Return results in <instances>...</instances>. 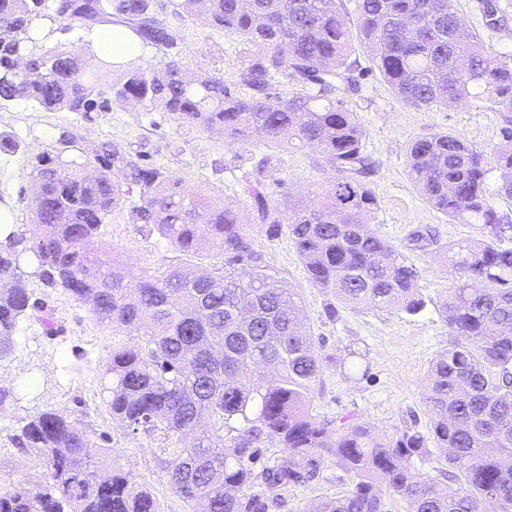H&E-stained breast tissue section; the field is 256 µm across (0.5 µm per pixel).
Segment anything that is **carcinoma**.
I'll use <instances>...</instances> for the list:
<instances>
[{
    "mask_svg": "<svg viewBox=\"0 0 512 512\" xmlns=\"http://www.w3.org/2000/svg\"><path fill=\"white\" fill-rule=\"evenodd\" d=\"M173 16L239 38L231 77L190 73L156 0H0V101L87 120L135 102L232 141L316 148L336 180L315 204L282 206L268 192L272 183L287 188L275 155L251 153L243 216L118 142L86 157L64 132L68 151L26 158L38 187L28 202L36 231L0 226V360L14 353L19 321L37 310L22 280L28 254L44 287L70 294L112 334L136 333L112 344L107 403L131 435L164 441L158 465L192 512H269L259 487L309 483L325 454L352 489L318 500L313 512H388L387 496L408 512H512V224L485 189L497 171L499 193L512 199V57L488 50L477 33L460 36L454 0H357L353 22L336 0H177ZM39 26L57 42L75 30L122 27L141 57L104 61L87 40L80 53L49 52ZM354 38L405 105L472 101L502 112V140L488 154L448 133L420 136L407 150L419 195L452 222L481 229L474 240L441 246L456 279L441 304L454 341L432 363L424 399L435 447L458 483L448 493L415 466L428 453L420 433L390 438L312 415L320 348L297 293L269 272L245 230L264 224L273 238L287 227L313 285L352 309L416 314L426 306L417 267L372 228L376 199L358 179L363 128L344 98L359 92ZM124 207L144 236L189 257L205 252L210 268L198 277L182 263L159 276L111 270L100 228ZM233 420L242 427L226 445ZM262 435L284 456L257 472ZM16 446L34 455L36 471L0 487V512H65L67 504L72 512H159L130 473L91 459L86 429L63 413L34 415Z\"/></svg>",
    "mask_w": 512,
    "mask_h": 512,
    "instance_id": "carcinoma-1",
    "label": "carcinoma"
}]
</instances>
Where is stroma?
I'll use <instances>...</instances> for the list:
<instances>
[{"mask_svg": "<svg viewBox=\"0 0 512 512\" xmlns=\"http://www.w3.org/2000/svg\"><path fill=\"white\" fill-rule=\"evenodd\" d=\"M481 6L482 0H455L468 30L481 33L493 50L512 52V6L503 13L499 32L484 28ZM173 27L182 46L191 50V68L224 77L235 72L240 50L235 35L199 21L177 20ZM352 54L360 59L362 69L357 75L360 91L349 98L348 105L362 124V152L373 165L366 177L377 202L372 225L419 269L417 286L427 301L426 309L409 315L345 306L312 285L287 233L271 239L258 224L249 225L247 231L270 270L298 293L321 348L323 363L312 386L314 415L334 421L347 417L394 437L406 432L425 434L430 429L425 378L433 360L451 341L440 302L453 280L438 246L478 238L479 229L450 222L422 199L409 177L407 149L419 136L450 133L488 151L501 141L502 121L499 112L481 105L436 111L410 108L373 68L360 42H353ZM65 131L78 135L89 153L104 141H122L146 162L168 169L184 187L211 190L233 208H248L243 186L249 165L240 159L244 148L222 135L178 127L162 112L115 109L95 114L89 122L77 112L38 111L27 102L14 101L0 107V133L10 135L20 146L13 153L0 151V206L11 212L14 223L32 221L25 204L31 194L27 154L54 151ZM275 154L278 175L287 181L292 201L308 202L313 192L337 176L317 150L292 143ZM425 228L436 234L438 245L414 248L413 234ZM100 239L123 268L156 275L177 261L176 251L164 239L142 235L122 212L114 213L110 223L102 226ZM22 269L28 290L51 308L59 333L44 335L37 320H22L13 356L0 362V387L16 396L0 410V485L29 474L34 462L14 440L32 416L56 410L79 419L92 439L93 453L108 452V465L130 472L136 483L151 491L161 512H191L154 462L161 453L157 442L130 435L106 406L104 373L112 352L111 329L62 289L44 287L32 276L30 262H23ZM349 488L347 475L335 457L327 455L312 483L289 488L284 494L268 490L274 500L270 512H309L317 500L345 495Z\"/></svg>", "mask_w": 512, "mask_h": 512, "instance_id": "obj_1", "label": "stroma"}]
</instances>
